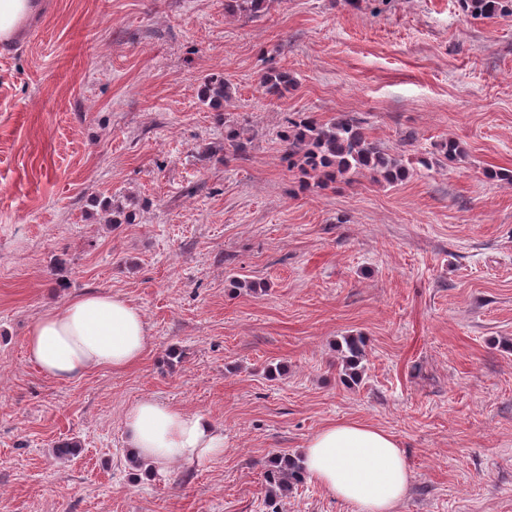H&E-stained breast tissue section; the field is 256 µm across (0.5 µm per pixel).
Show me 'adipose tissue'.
<instances>
[{"label":"adipose tissue","instance_id":"obj_1","mask_svg":"<svg viewBox=\"0 0 512 512\" xmlns=\"http://www.w3.org/2000/svg\"><path fill=\"white\" fill-rule=\"evenodd\" d=\"M149 344L144 317L128 299L90 291L42 314L25 338L27 361L44 376L68 381L99 367L126 369ZM123 428L134 456L157 476L224 455V433L201 413L151 397L136 401ZM311 480L356 512H395L410 484V470L394 436L360 421L323 426L302 450Z\"/></svg>","mask_w":512,"mask_h":512}]
</instances>
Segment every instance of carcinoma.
<instances>
[{"mask_svg":"<svg viewBox=\"0 0 512 512\" xmlns=\"http://www.w3.org/2000/svg\"><path fill=\"white\" fill-rule=\"evenodd\" d=\"M272 0H224V11L244 19L264 15ZM460 8L475 19H493L512 15V0H459ZM259 83L269 95H283L296 85V79L286 69H269L259 77ZM235 89L222 77H208L201 89V100L214 110H222L231 102ZM284 143L283 160L288 169H296L303 176L315 179L318 188L363 171L381 176L387 183L405 180L410 169L404 159L391 155L366 132L362 122L349 112H339L322 121L308 113L288 119V128L281 135ZM251 137L247 129L229 127L224 134V163L246 155ZM105 224L130 223L132 216L123 209L108 204L102 207ZM344 375L352 377L363 358L365 344L359 336L343 337ZM80 445L73 440H62L54 446L60 459L74 457ZM266 495L264 504L269 512H279L277 501L288 496L306 479L301 460L296 455L283 453L269 462L265 472Z\"/></svg>","mask_w":512,"mask_h":512,"instance_id":"cac0c4a2","label":"carcinoma"}]
</instances>
